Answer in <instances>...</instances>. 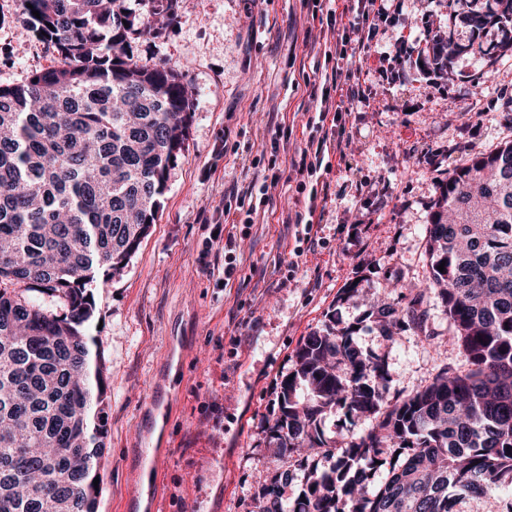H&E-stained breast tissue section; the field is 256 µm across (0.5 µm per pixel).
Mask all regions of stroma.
Here are the masks:
<instances>
[{
	"mask_svg": "<svg viewBox=\"0 0 512 512\" xmlns=\"http://www.w3.org/2000/svg\"><path fill=\"white\" fill-rule=\"evenodd\" d=\"M313 9V0H177L162 34L134 46L140 64L181 65L192 118L155 224L122 276L94 290L91 350L108 385L97 512H253L260 481L281 466L267 437L280 383L302 338L330 315L358 326L363 350L386 359L391 395L467 367L438 297L428 304L430 343L410 330L383 340L368 316L371 298L398 304L407 284L427 283V227L449 170L512 144V49L503 46L512 29L487 28L445 67L409 62L430 35L467 42L459 0H401L379 21L362 61L368 101L345 157L331 155L321 176V247L293 253L285 222L297 182L279 153L265 217L240 242L232 286L219 282L215 235L243 217L225 211V190L268 176L263 158L283 114L294 117L291 147L304 146L305 115L317 106L306 93L313 41L349 29L344 17L328 29ZM53 62L19 0H0V86ZM353 284L358 296L345 298Z\"/></svg>",
	"mask_w": 512,
	"mask_h": 512,
	"instance_id": "stroma-1",
	"label": "stroma"
}]
</instances>
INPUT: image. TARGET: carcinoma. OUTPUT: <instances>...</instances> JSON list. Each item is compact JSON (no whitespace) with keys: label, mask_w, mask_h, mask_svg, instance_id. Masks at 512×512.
<instances>
[{"label":"carcinoma","mask_w":512,"mask_h":512,"mask_svg":"<svg viewBox=\"0 0 512 512\" xmlns=\"http://www.w3.org/2000/svg\"><path fill=\"white\" fill-rule=\"evenodd\" d=\"M20 2L56 63L0 86V512H97L108 430L88 336L93 288L121 275L147 236L187 139L183 73L132 52L160 34L153 18H173L176 0H139V12L128 0ZM509 5L461 15L468 43H448L468 51L488 26L512 22ZM427 250V286L370 316L388 341L400 329L430 341L438 291L469 368L390 402L386 362L362 353L353 327L303 337L268 426L290 471L261 484L257 512H460L512 487V145L448 175ZM338 405L373 417L339 447L322 427ZM294 470L300 491L288 499Z\"/></svg>","instance_id":"carcinoma-1"}]
</instances>
